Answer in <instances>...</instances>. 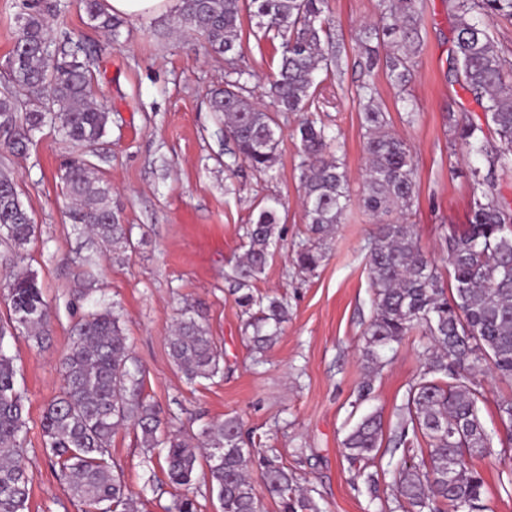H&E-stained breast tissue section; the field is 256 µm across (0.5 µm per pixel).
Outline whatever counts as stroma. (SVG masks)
<instances>
[{"mask_svg": "<svg viewBox=\"0 0 512 512\" xmlns=\"http://www.w3.org/2000/svg\"><path fill=\"white\" fill-rule=\"evenodd\" d=\"M54 2V44L69 37L97 50L94 93L108 108L109 122L106 135L90 146L71 144L49 121L24 153L0 150V171L14 178L36 225L21 254L0 246V322L8 315L4 285L15 271L37 276L50 311L43 346L19 331L6 340L28 412V512H84L49 461L41 417L60 391L61 357L74 325L85 313L104 308L120 315L143 372L144 394L165 429L191 439L210 421L239 417L259 453L278 456L296 471L322 512H394L400 452L380 448L371 484L346 460L343 441L354 409L381 414L385 431H392L408 384L422 369L424 340L416 332L386 351L371 398L356 403L368 375L361 349L373 293L365 263L376 219L353 204L325 263L312 275L297 271L291 253L307 230L293 133L307 117L340 130L349 188L359 195L366 154L356 89L373 82L391 129L412 151L415 198L408 221L428 256L446 269L444 238L467 222L468 171L476 163L453 145L448 119H482L449 70L457 20L448 0H424L421 49L402 92L392 87L384 67H364L358 37L379 25V0H329L339 65L319 75L307 112L280 117L279 161L271 178L247 167L232 175L224 168V127L209 109V96L223 87L230 65L202 37L176 36L163 14L126 18L115 42L94 27L81 0ZM242 36L246 53L238 65L251 71L249 95L260 102L281 41L264 34L253 17L244 18ZM77 153L111 186L112 206L130 230L129 247L107 245L71 223L61 174L65 160ZM270 198L281 202L280 245L253 293L287 301L288 321L258 365L246 339L247 316L225 276L244 250L245 227L257 204ZM185 313L197 316L223 350V377L191 384L173 363L167 338ZM111 452L140 500L139 512H167L176 490L162 468L148 462L132 427L116 432ZM474 465L484 476L493 512H512V493L501 486L512 472V455L498 447Z\"/></svg>", "mask_w": 512, "mask_h": 512, "instance_id": "35a3bbf8", "label": "stroma"}]
</instances>
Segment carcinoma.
Wrapping results in <instances>:
<instances>
[{"label": "carcinoma", "instance_id": "carcinoma-1", "mask_svg": "<svg viewBox=\"0 0 512 512\" xmlns=\"http://www.w3.org/2000/svg\"><path fill=\"white\" fill-rule=\"evenodd\" d=\"M94 26L117 41L122 20L102 0H83ZM242 0H178L171 21L182 31L202 36L216 54L244 52ZM257 25L281 39V59L269 80L270 106L245 95L243 70L211 92L209 104L224 126L232 163L242 162L271 175L278 163V114L302 112L312 103L316 75L333 71L336 51L329 41L327 0H249ZM381 26L361 41L369 65L382 63L392 85L404 88L411 78L420 43L423 0H385ZM457 16L449 70L473 95L483 121L455 125L462 149L481 159L469 171L468 224L445 237L448 277L424 251L406 212L414 203V167L406 141L394 134L375 104V88L357 90L368 165L363 206L374 215L393 211L395 221L377 225L366 254L373 314L363 336L362 355L372 374L380 372L382 352L400 344L413 330L425 338L423 370L410 382L390 442L402 450L396 472V499L403 512H487L485 480L465 459L483 458L494 448V435L480 417L484 387L472 373L486 365L499 378L512 380V200L498 188V174L512 172V60L491 36L495 21L512 20V0H448ZM387 46L385 56L380 47ZM83 56H78V53ZM95 50H50L40 0H27L17 17L10 59V81L22 92L0 93V148L19 152L32 132L52 117L65 137L92 145L106 134L109 113L91 94ZM496 140L490 141L488 131ZM301 163L299 180L307 240L294 251L298 272L314 273L327 256L330 240L351 204L341 150V134L313 120L296 133ZM63 180L76 202L72 219L105 242L129 243L127 228L111 205L110 187L95 167L77 155L64 165ZM277 199L267 200L246 228V250L228 275L237 303L249 313L252 348L274 345L288 321V303L276 296L257 299L252 284L273 259L280 239ZM35 225L19 199L17 185L0 173V242L19 253ZM11 328L24 329L42 342L49 333L48 303L32 274L14 276L6 285ZM0 325V512H26L27 417L17 386L14 359L5 348ZM169 354L186 380H212L224 373L223 355L207 329L193 316H182L168 336ZM64 383L45 407L41 429L52 462L68 479L72 496L86 512H139L138 502L111 461L112 437L131 424L140 432L148 459H162L169 482L190 488L199 460L222 512H260L251 476L255 456L250 438L236 417L203 426V448L161 430L162 420L142 393V372L127 345L119 315L108 309L90 313L73 328L62 358ZM512 445V399L497 404ZM428 460L418 459L421 443ZM383 443V424L375 413L360 417L344 439L346 458L370 467ZM257 479L277 500L280 512H320L302 492L295 473L276 457H262ZM168 512H197L195 499L174 497Z\"/></svg>", "mask_w": 512, "mask_h": 512}]
</instances>
